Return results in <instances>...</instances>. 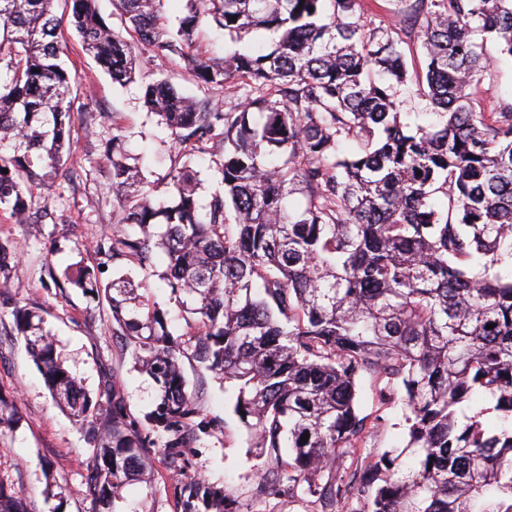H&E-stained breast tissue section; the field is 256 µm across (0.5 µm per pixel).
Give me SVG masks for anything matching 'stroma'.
Here are the masks:
<instances>
[{
  "mask_svg": "<svg viewBox=\"0 0 512 512\" xmlns=\"http://www.w3.org/2000/svg\"><path fill=\"white\" fill-rule=\"evenodd\" d=\"M362 7L366 21H382L396 29L408 67V80L400 86L398 98L408 123L429 124L433 107L421 93L426 72L421 38L402 23L408 4L362 0ZM64 37L78 74L73 89L74 154L58 177L49 200L34 199L32 210L37 223H14L9 212L0 209V241L16 243L21 251L12 272L11 297L24 303H41L47 310V326L56 337L58 352L88 391H97L105 372L116 373L124 382L131 413L140 417L151 410L155 391L151 381L134 370L131 357L117 353L112 330L107 325L108 306L75 292L60 296L53 280L62 276L70 264L81 261L96 265V241L118 231L109 192L112 170L97 161L102 143L114 131H121L126 153L141 167L147 181L146 191L157 200L167 197L174 144L169 132L158 125L156 117L143 105L146 75L170 74L186 95L209 101L218 108L239 101L240 94L232 82L219 89L196 84L189 79L183 61L151 54L140 57L134 81L120 86L112 83L84 50L74 29L65 28ZM472 96L480 112H496L504 104L512 103V63L501 62L481 77ZM163 269L160 260L145 271L128 268L122 261L110 267L114 273L129 271L134 281L148 285L152 300L168 310L172 326L179 332L184 322L170 298L169 288L159 277ZM0 391L17 396L22 416L16 433L0 437V482L12 488L29 512H94L82 486L88 445L78 427L55 404L24 339L14 329L12 315L4 308H0ZM358 399L363 413L377 410L382 416L375 436L366 444L367 452L375 455L402 447L406 437L402 400L397 398L384 408H377V399L366 378L359 383ZM232 405L220 380H210L204 414L221 431L213 436H200L187 449L190 473L224 486L241 502L245 512H318L317 503L308 495L292 500L278 495L255 496L258 462ZM50 472L67 488L59 507L45 498L46 475ZM124 495L139 512H177L168 482L159 478L149 485L134 483Z\"/></svg>",
  "mask_w": 512,
  "mask_h": 512,
  "instance_id": "stroma-1",
  "label": "stroma"
}]
</instances>
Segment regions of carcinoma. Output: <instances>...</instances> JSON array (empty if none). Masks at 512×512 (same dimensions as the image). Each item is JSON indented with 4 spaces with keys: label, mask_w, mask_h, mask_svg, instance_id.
Here are the masks:
<instances>
[{
    "label": "carcinoma",
    "mask_w": 512,
    "mask_h": 512,
    "mask_svg": "<svg viewBox=\"0 0 512 512\" xmlns=\"http://www.w3.org/2000/svg\"><path fill=\"white\" fill-rule=\"evenodd\" d=\"M55 0H0V207L31 223L28 199L49 196L71 152L76 73L62 55ZM167 0H64L69 24L112 82L151 51L183 60L195 80L236 81L243 102L218 110L185 96L161 73L143 84L148 111L179 150L220 139L223 192L201 205L190 165L169 173L156 204L144 176L112 135V207L122 225L97 243L95 267L70 265L66 288L107 302L120 352L152 381L153 408L128 412L106 373L87 391L56 353L39 304L13 305L17 334L59 408L89 446L83 486L96 512H128L124 489L154 476L157 453L177 473L180 512H241L224 487L185 471L183 449L220 427L203 417L206 374L232 383L233 413L262 460L259 495L302 492L321 512H512V104L477 112L471 86L512 59V0H414L426 95L437 124L402 121L396 88L407 67L393 29L368 27L361 0H188L172 24ZM211 21L234 42L258 30L268 49L222 59L195 54ZM492 37L499 56L483 53ZM355 149L336 153L342 142ZM8 173L3 174L1 170ZM304 196L289 211L287 196ZM448 199L437 207L435 197ZM181 308V333L128 277H103L108 261L147 270ZM18 248L0 246V297L9 296ZM493 328H487V325ZM197 363L189 387L182 358ZM379 402L402 395L406 443L361 453L380 417L356 407V380ZM489 394L501 427L484 413L458 416ZM21 421L0 392V435ZM309 439L301 440L303 434ZM0 512H29L0 482Z\"/></svg>",
    "instance_id": "carcinoma-1"
}]
</instances>
